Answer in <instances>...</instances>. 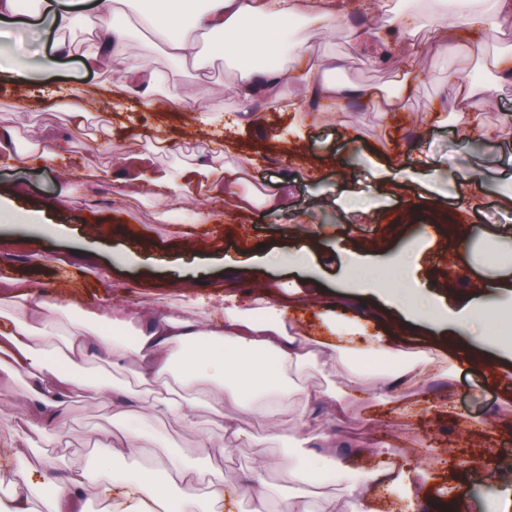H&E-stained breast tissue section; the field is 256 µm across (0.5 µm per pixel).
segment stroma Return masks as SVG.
<instances>
[{
    "mask_svg": "<svg viewBox=\"0 0 512 512\" xmlns=\"http://www.w3.org/2000/svg\"><path fill=\"white\" fill-rule=\"evenodd\" d=\"M302 35L317 51L336 54L337 83L389 88L398 57L415 40L424 44L418 59L424 78L413 85L403 111L390 116L355 101L341 110L329 103L315 105V120L301 142L289 141L288 116L269 109L256 117L241 116L237 143L226 148L225 163L239 170L237 190L251 195L255 204L247 210L216 209L207 188L195 186L186 211L207 221L184 237L175 236L172 225L157 222L159 202L124 197L118 160L150 152L159 140L174 146L173 153L155 155L159 166L172 164L176 153L206 149V137L186 123V110L160 117L137 104L119 114L99 105L95 113L102 116L106 131L100 140L86 131L66 132L63 107L39 90H32L21 109L15 93L0 84V126L14 129L22 143L35 142L49 131L65 133L70 143L55 169L0 166V187L20 182L24 193L17 208L36 212L43 227L37 234L28 224L0 223L1 236L18 239L11 250L0 252V277L19 278L59 306L80 303L86 314L106 300L145 305L160 298L179 301L172 284L181 278L198 282L217 297L271 291L292 297L295 324L317 333L326 305H333L340 316L367 317L384 308L382 297L369 288L352 289L350 300L342 299L351 262L382 266L412 252L417 261L409 284L419 295L430 296L441 316L420 318L402 307L386 308L387 322L398 330L405 348L447 341L454 333L449 319L461 310L494 309L500 324L511 322L512 310L503 306L502 292L512 291V238L504 235L506 226H512V209H502L500 198L512 195V138L463 139L462 119L452 108L457 67L453 48L438 45L426 31L398 40L389 54L354 47L341 30L308 28ZM138 36L147 59L170 74L166 93L175 94L195 82L202 102L221 114L236 112L234 65L217 61L198 82L165 58L162 45L148 30L139 29ZM53 40L48 29L18 25L0 35V48L14 65L35 69L51 54ZM87 163L97 167L96 178L82 177ZM423 165L427 177L401 179L396 192L386 191L390 174ZM453 169L478 179L475 202L458 198L448 180ZM285 177L291 182L290 206L265 213L258 199ZM361 191L371 212L344 213L346 197ZM492 252L502 268L485 266ZM232 265L247 267V279L228 278L226 269ZM312 272L319 279L321 302L290 296V287ZM489 340L484 330L467 339L471 348L490 352L488 362L462 367L449 380L432 378L409 392L412 414H403L398 401L391 399L358 401L353 416L336 428L337 455H348L351 431L360 429L371 451L386 445L405 449L427 471L428 493L415 495L413 512H435V503L448 497L459 498L463 512H507L512 507V481L497 480L485 467L467 465L487 449L512 446V371L497 369L500 356L491 353ZM88 356L86 376H106L115 397L132 400L137 382L131 370L107 366L94 347ZM111 425V405L74 397L62 442L64 464L91 465L95 433ZM425 446L437 454L456 451L459 465L446 469L435 457L421 456ZM172 451L193 461L206 483L220 472L228 478L248 473L267 458L281 466L294 458L292 450L274 441L223 447L217 422L207 419L193 430L165 422L152 447L136 453L117 449L113 463L120 469L133 465L152 472L170 490L171 476L154 465Z\"/></svg>",
    "mask_w": 512,
    "mask_h": 512,
    "instance_id": "1",
    "label": "stroma"
}]
</instances>
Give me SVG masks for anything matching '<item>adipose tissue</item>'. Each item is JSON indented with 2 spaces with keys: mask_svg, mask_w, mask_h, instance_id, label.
Here are the masks:
<instances>
[{
  "mask_svg": "<svg viewBox=\"0 0 512 512\" xmlns=\"http://www.w3.org/2000/svg\"><path fill=\"white\" fill-rule=\"evenodd\" d=\"M345 7V0H197L189 8L182 0H93L83 10L76 0H37L25 11L19 0H0V26L22 22L48 27L56 35L54 59L75 56L86 71L114 73L120 93L139 95L148 111L170 110L180 99L196 101L203 132L215 121L210 107L197 102L191 85L176 97L159 95L163 75L143 62L134 26L147 24L166 58L200 78L218 54H231L247 64L234 85L240 107L261 102L295 113L292 134L302 138L306 124L301 116L308 104L332 101L340 106L358 97L389 115L401 111L418 78L417 43L401 59L388 90L338 86L328 77L336 68L335 59L320 56L308 45L293 47L299 27L338 25ZM505 15H512V0H493L487 9L467 8L453 23L447 0H411L405 10L385 15L370 29L354 31L352 38L361 49L372 41L386 48L395 38L425 26L437 41L456 38L463 61L478 60L493 79L460 80L455 107L465 116L469 134L500 137L512 133V122L486 126L480 106L496 98L501 83L512 82V55L485 54L470 35L495 26ZM87 22L96 24V38L76 39V30ZM65 150V142L52 135L19 150L14 132L0 127V163L51 166ZM223 159L224 145L216 135L207 151L180 167L159 168L152 154H132L120 163L123 190L127 198H153L167 211L179 213L191 188L202 184L211 195L231 198L237 209L249 208L251 199L234 190L238 171ZM183 295L184 303L160 301L149 308L103 304L88 319L72 304L62 329L56 305L21 280L0 279V305L8 318L0 330V389L27 381L37 402L31 419L8 422L0 436V466L9 469L4 512H37L42 484L35 475L60 465L58 455L43 452L38 471L28 470L18 450L19 433L39 424L61 430L62 413L75 391L110 401L106 382L83 375L92 335L112 363L134 365L143 389L136 396V410L113 403L112 416L122 424L119 435L100 433L95 468H68L49 512H86L83 493L89 488L118 512H202L206 503L220 506L244 499L250 512H269L270 489L259 468L237 482L216 477L203 496L195 466L161 461L179 488L174 498L142 471L113 469V447H148L147 424L173 419L191 429L206 413L217 419L225 447L263 439L298 448L294 463L282 472L291 491L280 498L279 512H398L416 469L406 460L367 462L363 448L354 450L352 461L337 460L332 452L334 428L351 416L359 395L404 398L408 389L423 385L449 364L471 363L470 350L461 346L450 352L441 345L416 353L397 349L383 336L362 334L356 321L330 313L322 317L323 335L309 336L287 324L284 307L270 292L252 298L229 294L216 301L195 296L187 284ZM311 369L321 384L308 382ZM314 441L320 443V452H308ZM376 486L384 487L385 501L373 496Z\"/></svg>",
  "mask_w": 512,
  "mask_h": 512,
  "instance_id": "ef3b65f1",
  "label": "adipose tissue"
}]
</instances>
